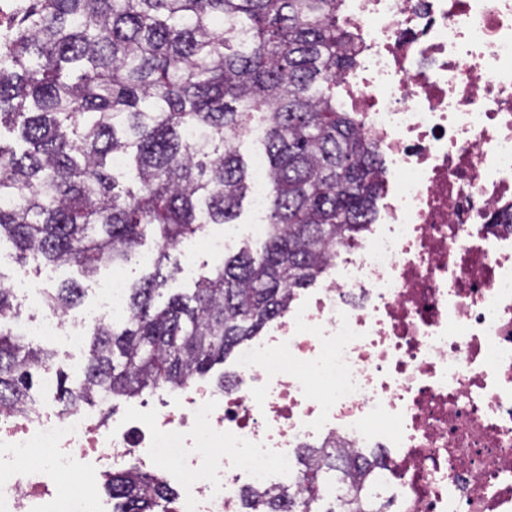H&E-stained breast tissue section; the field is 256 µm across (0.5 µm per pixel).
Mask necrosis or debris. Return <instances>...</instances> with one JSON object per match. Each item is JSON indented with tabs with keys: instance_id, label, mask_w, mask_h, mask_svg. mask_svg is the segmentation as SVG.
Segmentation results:
<instances>
[{
	"instance_id": "necrosis-or-debris-1",
	"label": "necrosis or debris",
	"mask_w": 512,
	"mask_h": 512,
	"mask_svg": "<svg viewBox=\"0 0 512 512\" xmlns=\"http://www.w3.org/2000/svg\"><path fill=\"white\" fill-rule=\"evenodd\" d=\"M337 106L381 151L371 224L322 288L242 347L235 386L185 388L105 428L83 405L0 417V512H112L95 486L166 470L172 512H246L301 488L305 452L376 449L387 512H512V0H340ZM78 314L23 286L26 336L81 350L124 282ZM75 473L77 486L57 481Z\"/></svg>"
}]
</instances>
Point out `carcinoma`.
Masks as SVG:
<instances>
[{
    "mask_svg": "<svg viewBox=\"0 0 512 512\" xmlns=\"http://www.w3.org/2000/svg\"><path fill=\"white\" fill-rule=\"evenodd\" d=\"M339 0H8L0 8V240L16 259L71 265L135 260L158 239L153 270L131 289L124 317L88 335L84 380L71 401L135 398L187 386L280 315L293 292L323 273L329 249L371 223L378 145L336 106V75L354 65ZM259 119L270 194L260 249L245 248L202 276L190 296L167 294L169 250L206 224L237 216L249 189L237 143ZM197 133L196 139L188 133ZM133 169L118 184L113 157ZM81 288L45 291L66 312ZM0 286V413H25L34 373L54 351L14 328ZM320 451L300 501L254 491L249 512H314ZM354 480L366 458L342 462ZM115 512H169L162 480L114 471Z\"/></svg>",
    "mask_w": 512,
    "mask_h": 512,
    "instance_id": "1",
    "label": "carcinoma"
}]
</instances>
